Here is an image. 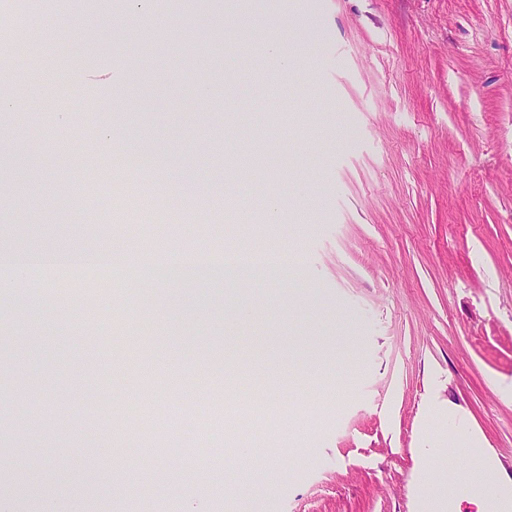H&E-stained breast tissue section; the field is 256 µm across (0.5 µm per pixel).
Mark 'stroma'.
Listing matches in <instances>:
<instances>
[{
    "mask_svg": "<svg viewBox=\"0 0 512 512\" xmlns=\"http://www.w3.org/2000/svg\"><path fill=\"white\" fill-rule=\"evenodd\" d=\"M259 9L40 0L11 55L0 249L228 251L251 277L0 290L15 512H479L458 476L483 467L512 498V0ZM233 388L277 420L225 408L181 454L176 415ZM168 414L166 455L99 445Z\"/></svg>",
    "mask_w": 512,
    "mask_h": 512,
    "instance_id": "1",
    "label": "stroma"
}]
</instances>
